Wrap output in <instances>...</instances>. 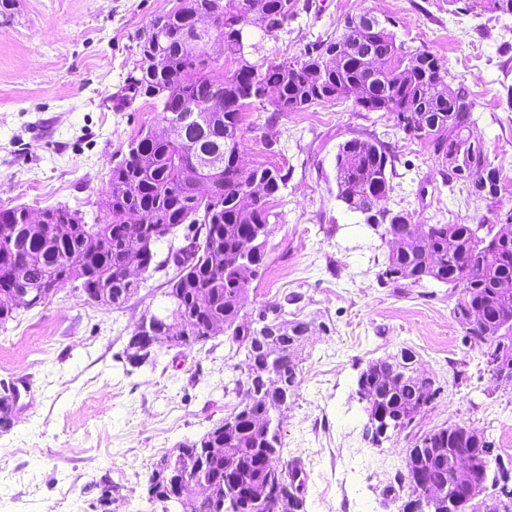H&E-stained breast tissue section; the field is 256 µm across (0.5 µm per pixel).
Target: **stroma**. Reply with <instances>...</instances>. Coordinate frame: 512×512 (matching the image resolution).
Returning a JSON list of instances; mask_svg holds the SVG:
<instances>
[{"label": "stroma", "mask_w": 512, "mask_h": 512, "mask_svg": "<svg viewBox=\"0 0 512 512\" xmlns=\"http://www.w3.org/2000/svg\"><path fill=\"white\" fill-rule=\"evenodd\" d=\"M178 0H11L0 12V209L30 215L57 206L93 218L113 166L139 129H161L144 99L116 110L114 97L142 66L140 38ZM277 34L254 32L253 62L299 57L336 37L345 18L395 20L398 40L435 53L450 84L474 102L473 140L498 167L497 209L512 211V17L448 0H298ZM386 114L348 102L303 112L253 104L239 148L248 166L287 176L273 210L265 264L250 279L257 314L296 295L289 312L309 321L293 404L281 424L280 465L299 461L307 512H401L385 487L405 468V450L425 432L465 423L512 458V381H493L466 338L450 286L381 284L388 244L338 198L336 152L355 136L384 137L397 156L388 209L414 224H473L483 203L450 190V173L427 145L390 134ZM165 270L148 274L119 307L87 303L73 284L0 327V395L14 398L0 428V512H162L146 493L154 465L236 411L244 357L224 335L191 349H162L156 366L124 360L141 315L166 303ZM411 348L440 392L405 430L382 444L364 434L355 390L374 360ZM111 501L100 507V484Z\"/></svg>", "instance_id": "obj_1"}]
</instances>
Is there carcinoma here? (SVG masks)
Returning <instances> with one entry per match:
<instances>
[{"mask_svg": "<svg viewBox=\"0 0 512 512\" xmlns=\"http://www.w3.org/2000/svg\"><path fill=\"white\" fill-rule=\"evenodd\" d=\"M213 0H181L165 14L168 18L161 42L164 55L147 66L127 73L125 98L139 97L164 113L184 104L205 102L219 91L222 107L210 113L203 127L170 131L140 132L128 147L136 150L131 161L112 168L109 187L99 203V215L93 223L84 214L66 206L50 208L57 224L68 231L46 239L25 230L26 220L14 215L20 225L16 244L0 241V325L14 319L18 307L4 303L17 286L25 282L35 296L45 285L60 289L70 280H81L82 287L105 291L104 304L119 307L130 291L123 280L124 267L133 257L140 258L143 272L154 262L156 240L132 236L125 231L126 216L143 213L144 224L184 226L187 238L200 237L202 248L186 254L178 252L163 261L173 265L175 275L168 279L164 297L178 304L179 316L192 326L187 337L174 344L193 348L203 345L218 333H229L237 349L244 350L245 365L263 368L262 341L243 320L242 311L250 303L249 276L263 265L266 245L251 241L270 224V201L276 197L285 176L276 168L255 167L251 175L264 182L265 193L252 197L233 182L235 172L246 166L238 154L237 135L245 109L255 102L265 103L261 89L275 92L268 102L275 112H299L328 101H352L363 112H385L393 117L417 116L426 126V134L409 135L432 148L448 152L466 139L473 123V101L464 86L454 89L448 83V71L428 50H413L396 42L391 30L395 21L379 20L373 25L356 24L338 38L307 49L302 56L257 64L247 51L250 34L246 28V0H224V13L218 36L224 61L221 70L213 67L204 52L186 48L189 17L206 12ZM272 30H280L297 15V0H255ZM487 4L494 12L512 15V0H473L464 3L468 11L474 4ZM381 59L380 67L369 70L364 53ZM218 154L224 170L212 175L215 190L205 204L196 198L191 153ZM396 155L386 142L352 138L340 144L336 169L342 175L341 200L349 209L371 208L382 192L392 190ZM408 213L396 211L379 220L388 222L392 233L391 249L381 282L414 285L431 278L450 284L464 296L458 298L454 314L467 305L494 307L512 313V234L492 233L488 228L476 233L469 224H433L428 241L415 242L406 231ZM296 298L285 295L264 306L270 322L284 321L277 336L280 345L278 383L273 390L248 378L243 384L245 403L231 417L215 425L195 442H185L180 452L195 461L200 480L223 479L232 470L246 487L260 486L278 476V489L294 496L297 506L305 507L304 490L293 484L299 470L277 465L283 449L282 436L262 435L268 404L278 405L284 414L290 407L296 385L295 344L302 338L305 322L288 321V304ZM479 347L498 349L501 367L512 368V326L486 322L465 331ZM364 383L379 394L376 408L391 419L404 417L412 423L424 408L418 393L406 383L390 382L374 372H363ZM460 424L431 430L414 446L405 449L406 473L396 477L384 494L398 499L397 491L408 489L413 496L423 491L421 478L430 482L445 478L432 469L423 474L427 448H455ZM221 452L210 455L209 449Z\"/></svg>", "mask_w": 512, "mask_h": 512, "instance_id": "carcinoma-1", "label": "carcinoma"}]
</instances>
